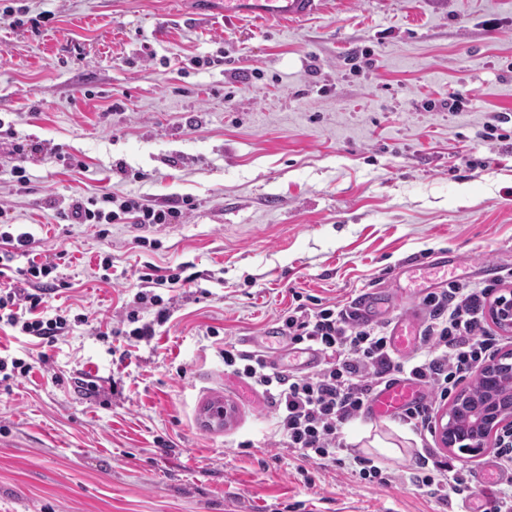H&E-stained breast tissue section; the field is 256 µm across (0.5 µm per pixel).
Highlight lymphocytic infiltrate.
Returning a JSON list of instances; mask_svg holds the SVG:
<instances>
[{"instance_id":"lymphocytic-infiltrate-1","label":"lymphocytic infiltrate","mask_w":512,"mask_h":512,"mask_svg":"<svg viewBox=\"0 0 512 512\" xmlns=\"http://www.w3.org/2000/svg\"><path fill=\"white\" fill-rule=\"evenodd\" d=\"M182 216L179 206H158L139 197L117 198L105 192L95 198L74 201L66 214L73 224H121L131 219L138 224H172ZM57 262L29 261L22 278L0 289V323L20 333L54 342L67 333L70 324L51 313L46 296L55 289L51 275ZM180 275H141L142 289L135 300L155 306L154 321H142L135 309L122 318L131 323L132 336H154L156 324L170 317V309L159 288H174ZM489 287L465 286L449 281L439 291L426 295L423 303L428 317L421 329V343L412 355L394 356L385 326L356 319L347 308L333 304L308 306L300 303L280 316L281 335L292 344H307L319 351L322 366L297 373L272 366L257 350L224 349V364L250 385L259 388L275 409L273 436L300 460H324L346 468L359 478L382 482L381 470L371 460L344 454V422L362 415L372 395L396 374L428 390L424 402L406 409L402 420L419 434L432 430L437 404L448 399L456 387L471 377L493 353L497 339L486 330L485 310ZM412 484L429 488L440 499L465 495L466 474L456 466L435 460L432 453L420 455L411 473Z\"/></svg>"}]
</instances>
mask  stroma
<instances>
[{
  "instance_id": "35a3bbf8",
  "label": "stroma",
  "mask_w": 512,
  "mask_h": 512,
  "mask_svg": "<svg viewBox=\"0 0 512 512\" xmlns=\"http://www.w3.org/2000/svg\"><path fill=\"white\" fill-rule=\"evenodd\" d=\"M105 189L187 205L150 229L65 220ZM0 202L34 238L7 276L67 253L49 304L74 320L49 346L0 329V356L32 366L0 378V512H456L409 483L421 447L499 464L497 443L452 453L365 416L345 441L390 484L295 459L222 350L303 371L275 333L297 292L376 291L425 320L407 277L423 261L512 294V0H324L297 23L205 18L194 0H0ZM150 264L195 280L139 341L113 318Z\"/></svg>"
}]
</instances>
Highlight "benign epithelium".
I'll list each match as a JSON object with an SVG mask.
<instances>
[{"instance_id":"benign-epithelium-1","label":"benign epithelium","mask_w":512,"mask_h":512,"mask_svg":"<svg viewBox=\"0 0 512 512\" xmlns=\"http://www.w3.org/2000/svg\"><path fill=\"white\" fill-rule=\"evenodd\" d=\"M499 326L512 331V300L501 299L490 309ZM486 391L479 400L464 392L438 418L444 447L478 453L501 434H512V353L496 356L479 367Z\"/></svg>"}]
</instances>
